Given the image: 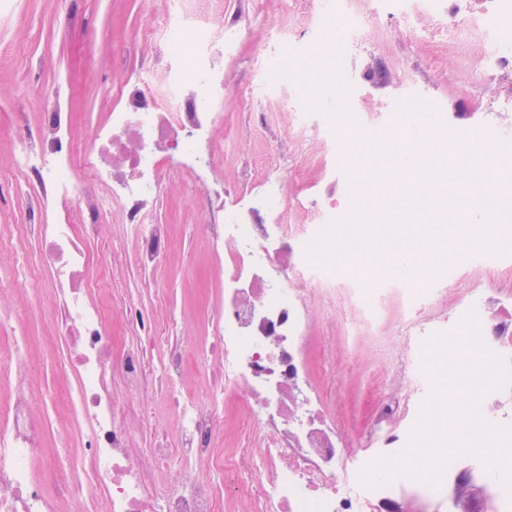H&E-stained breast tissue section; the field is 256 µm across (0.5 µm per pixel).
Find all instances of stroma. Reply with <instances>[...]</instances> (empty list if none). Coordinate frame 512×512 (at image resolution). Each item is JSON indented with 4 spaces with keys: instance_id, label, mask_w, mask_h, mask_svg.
I'll list each match as a JSON object with an SVG mask.
<instances>
[{
    "instance_id": "1",
    "label": "stroma",
    "mask_w": 512,
    "mask_h": 512,
    "mask_svg": "<svg viewBox=\"0 0 512 512\" xmlns=\"http://www.w3.org/2000/svg\"><path fill=\"white\" fill-rule=\"evenodd\" d=\"M197 0L202 16L224 25V95L214 128L219 146L213 156L225 190L275 176L288 221L309 224L312 207L349 225L390 224L412 219L417 207L441 214L448 230L415 255L418 277L434 288L435 304L423 322L424 333L409 343L407 354L422 369V345L438 335L460 331L475 313L483 340L496 350L495 330L512 331V171L496 172L491 192L500 208L492 215L469 204L448 169V152L459 135L490 134L496 150L512 151V70L493 75L485 58L506 49L512 56V0H428L416 14L413 0H362L364 30L350 34L347 0ZM176 0H0V232L30 219L25 177L14 160L22 149L13 117L35 121L43 111L44 89L67 97L75 114L73 134L79 147L92 145V127L115 104L114 90L131 72L158 66L160 54L148 30L167 22ZM427 106L430 140L420 165L393 161L375 183L365 147L393 144L397 127L391 113ZM306 128L297 131L296 118ZM356 138H349V131ZM439 169L442 186L424 181L428 168ZM372 208H361L367 197ZM171 227L168 252L152 268L135 260L136 242L120 215L103 227L109 249L96 268H109L122 285L140 289L159 336L201 337L204 310L211 297L210 243L197 227L205 223L202 193L186 174L163 185L152 213ZM329 263L337 283L360 280L367 291L392 279L387 264L367 266L340 247ZM52 292L42 300L6 296L0 314L22 311L33 340L30 359L34 382L30 396L50 402V416L65 414L57 396L63 380L55 371L62 355L51 318ZM311 321L302 349L311 364L310 385L317 389L343 440L384 452L374 442L377 411L407 399L408 413L395 422L397 434L410 440L431 394V378L406 392L398 365L387 360L384 340L399 336L398 319L385 318L377 341H357L340 309L311 296Z\"/></svg>"
}]
</instances>
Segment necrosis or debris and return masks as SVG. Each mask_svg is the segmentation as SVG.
<instances>
[{"instance_id":"4bbe7bcc","label":"necrosis or debris","mask_w":512,"mask_h":512,"mask_svg":"<svg viewBox=\"0 0 512 512\" xmlns=\"http://www.w3.org/2000/svg\"><path fill=\"white\" fill-rule=\"evenodd\" d=\"M210 30L188 7L159 31V44L180 57L190 54L194 36ZM223 56L218 39L210 42L209 63L198 74L169 77L153 89L141 77L126 80L112 111L94 127V152L83 157L63 97H54L36 125L18 122L24 143L18 165L41 220L18 225L19 238L33 241L35 253L6 276L0 297L50 280L65 344L61 371L74 381L67 395L85 435L81 465L35 469L46 416L29 396L30 340L18 319L0 323V374L10 378V398L0 401V512H57V501L74 498L87 512H228L224 475L235 483V512H391L399 491L413 484L398 476L363 485L349 462L358 460L365 470L373 458L342 448L320 395L305 389L310 365L300 349L308 303L301 286L335 300L336 272L316 262L311 236L283 223L285 205L270 183L236 194L223 223L201 227L211 242L210 275L218 286L204 342L182 338L159 347L138 300L129 296L116 306L93 296L91 246L113 208H120L139 242L138 262L150 267L171 237L169 225L148 221L171 169L189 174L205 196H223V184L211 178ZM82 166L93 169V181L77 180ZM78 208L88 215L81 224L70 219ZM412 285L410 294L377 291L381 315L396 313L410 338L432 302L420 280ZM116 312L130 331L121 345L109 330ZM193 372L212 380L208 393L187 386ZM121 395L130 399L133 414L121 413ZM228 397L245 405L238 446L229 452ZM160 398L177 438L139 448V428L162 430L153 416Z\"/></svg>"}]
</instances>
